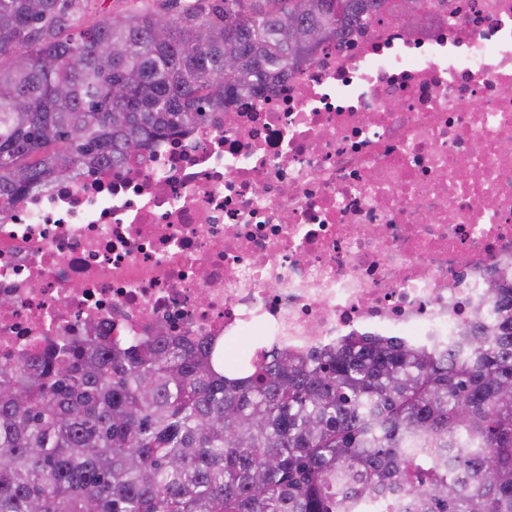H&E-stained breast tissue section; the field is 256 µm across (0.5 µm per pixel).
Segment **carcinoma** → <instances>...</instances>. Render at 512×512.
Masks as SVG:
<instances>
[{
  "mask_svg": "<svg viewBox=\"0 0 512 512\" xmlns=\"http://www.w3.org/2000/svg\"><path fill=\"white\" fill-rule=\"evenodd\" d=\"M92 2L0 0V208L267 92L381 0L339 22L334 0H166L74 33ZM490 293L495 324L446 348L229 362L94 328L0 366V512H348L394 489L416 512H512V288Z\"/></svg>",
  "mask_w": 512,
  "mask_h": 512,
  "instance_id": "obj_1",
  "label": "carcinoma"
}]
</instances>
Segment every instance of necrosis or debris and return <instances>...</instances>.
Masks as SVG:
<instances>
[{
  "label": "necrosis or debris",
  "mask_w": 512,
  "mask_h": 512,
  "mask_svg": "<svg viewBox=\"0 0 512 512\" xmlns=\"http://www.w3.org/2000/svg\"><path fill=\"white\" fill-rule=\"evenodd\" d=\"M493 281L512 285V0H382L263 95L0 210V366L90 324L255 355L444 347Z\"/></svg>",
  "instance_id": "1"
}]
</instances>
